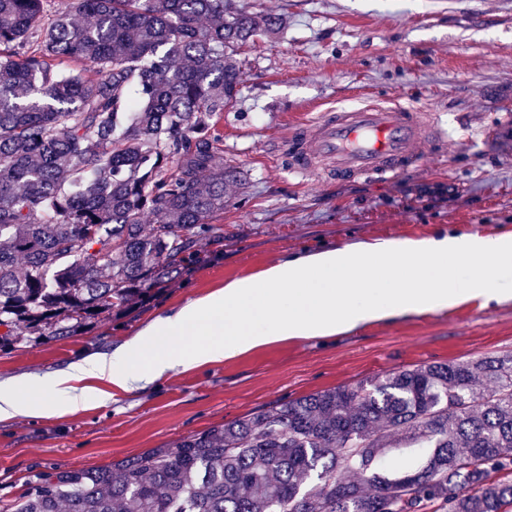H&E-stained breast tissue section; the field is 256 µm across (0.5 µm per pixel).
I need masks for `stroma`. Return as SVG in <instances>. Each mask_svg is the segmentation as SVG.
Instances as JSON below:
<instances>
[{"instance_id":"1","label":"stroma","mask_w":512,"mask_h":512,"mask_svg":"<svg viewBox=\"0 0 512 512\" xmlns=\"http://www.w3.org/2000/svg\"><path fill=\"white\" fill-rule=\"evenodd\" d=\"M283 17L243 45L236 101L215 125L241 183L203 237L208 258L155 299L67 339L0 352V380L48 377L102 355L148 323L281 258L436 231L512 233V0H242ZM434 110L448 137L380 184L291 175L273 151L290 123L358 92ZM512 355V299L280 340L122 390L77 412L0 421V506L34 476L105 466L269 404L429 364Z\"/></svg>"}]
</instances>
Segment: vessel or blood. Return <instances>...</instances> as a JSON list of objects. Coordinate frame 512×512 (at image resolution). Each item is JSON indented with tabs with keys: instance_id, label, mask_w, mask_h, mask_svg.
Segmentation results:
<instances>
[{
	"instance_id": "obj_1",
	"label": "vessel or blood",
	"mask_w": 512,
	"mask_h": 512,
	"mask_svg": "<svg viewBox=\"0 0 512 512\" xmlns=\"http://www.w3.org/2000/svg\"><path fill=\"white\" fill-rule=\"evenodd\" d=\"M447 137L435 113L373 98L356 108H328L292 125L276 152L291 174L336 182H384L406 174Z\"/></svg>"
}]
</instances>
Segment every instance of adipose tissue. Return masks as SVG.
Instances as JSON below:
<instances>
[{
  "instance_id": "ef3b65f1",
  "label": "adipose tissue",
  "mask_w": 512,
  "mask_h": 512,
  "mask_svg": "<svg viewBox=\"0 0 512 512\" xmlns=\"http://www.w3.org/2000/svg\"><path fill=\"white\" fill-rule=\"evenodd\" d=\"M509 298L511 235L437 233L286 257L156 319L112 355H87L47 380L0 382V420L64 415L103 401L105 392L85 386L88 378L126 389L275 340ZM187 333L195 337L189 346L180 341Z\"/></svg>"
}]
</instances>
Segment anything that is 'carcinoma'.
Here are the masks:
<instances>
[{
    "label": "carcinoma",
    "mask_w": 512,
    "mask_h": 512,
    "mask_svg": "<svg viewBox=\"0 0 512 512\" xmlns=\"http://www.w3.org/2000/svg\"><path fill=\"white\" fill-rule=\"evenodd\" d=\"M46 2L0 0V351L77 336L201 262L197 239L241 181L213 133L243 82L236 52L282 25L237 0H60L51 15ZM411 447L431 449L423 468L375 471ZM428 507L512 512V355L405 369L101 469L45 472L7 512Z\"/></svg>",
    "instance_id": "cac0c4a2"
}]
</instances>
